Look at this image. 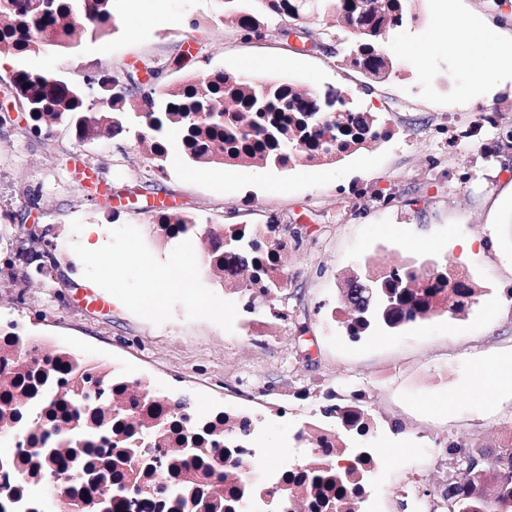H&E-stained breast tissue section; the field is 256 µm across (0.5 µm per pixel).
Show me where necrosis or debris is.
Wrapping results in <instances>:
<instances>
[{
  "mask_svg": "<svg viewBox=\"0 0 512 512\" xmlns=\"http://www.w3.org/2000/svg\"><path fill=\"white\" fill-rule=\"evenodd\" d=\"M235 232L248 242L240 259H209L211 270L226 288L248 291L244 311L249 335L265 342L273 335V318L262 315L257 301L267 300L265 279L287 283L283 257L288 231L283 224H238ZM40 356L57 369L28 379L23 361ZM97 380V389L111 399V413L75 416L60 408V393L76 380ZM0 398L10 400L0 411V512H48L45 494L50 484L68 490L72 512H86L89 498L110 504L112 512H185L175 495L185 484V467L213 449L224 452V506L220 512H263L275 495L288 502V512H327L318 494V470L344 459L336 422L315 418L297 431L298 441L312 450L311 461L284 460L265 464L256 446L259 417L243 406H224L208 413H185L170 396L152 392L149 384L132 379L119 367L104 368L96 359L65 346H50L48 338L28 334L23 322L0 321ZM113 465L109 481L94 485L83 471L103 462ZM140 485L165 481L168 495L133 494L126 474Z\"/></svg>",
  "mask_w": 512,
  "mask_h": 512,
  "instance_id": "4bbe7bcc",
  "label": "necrosis or debris"
}]
</instances>
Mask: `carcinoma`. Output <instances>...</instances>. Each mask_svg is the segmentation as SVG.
Returning a JSON list of instances; mask_svg holds the SVG:
<instances>
[{
  "instance_id": "carcinoma-1",
  "label": "carcinoma",
  "mask_w": 512,
  "mask_h": 512,
  "mask_svg": "<svg viewBox=\"0 0 512 512\" xmlns=\"http://www.w3.org/2000/svg\"><path fill=\"white\" fill-rule=\"evenodd\" d=\"M222 14L232 16L246 13L255 17L252 22L239 25L259 37L265 25L266 0H220ZM346 25L353 30L357 40L348 57L364 60L371 67V74H386L393 68L390 59L382 53V45L390 34L402 28L407 21L404 0H383L373 9H366L365 0H338ZM0 11L12 14L18 22L22 37L14 43L16 54H37L67 48L77 30L92 36L106 34L116 26L113 0H6ZM38 81L41 89L32 93L37 99V110L32 117L31 130L42 133L40 119L49 117V126L61 124L79 126L86 119L112 121L110 128L118 131L128 120L142 127L148 126L149 135L157 141L155 165L164 167L168 156V137L176 135L180 145L188 147L185 157L200 166L224 163V159L209 153L210 143L224 137L253 136L267 139L278 137V131L263 117L265 112H286L288 101L278 86L271 83L258 85L243 82L240 78L222 71L207 74L196 85L208 88L203 97L194 96L195 85L180 84V89H169L158 94L153 89L139 92L133 97V76L118 75L113 83L119 93L112 101L102 105L98 112L85 111L87 94L76 86L47 88L51 78L36 72L18 71L13 82L23 93L25 85ZM386 120L376 114L358 113L357 128L341 127L330 114L318 116L312 125L320 124L336 134L339 142L353 141L369 125L384 124ZM280 148L267 154L266 164L278 166L285 154L310 153L319 147L317 133L311 131L300 140L279 137ZM481 289L466 274L450 273L448 265L436 262L427 265H401L376 275L369 270L359 271L342 292L341 303L349 316L342 327L349 336L359 339L370 332H395L400 328L430 319L439 299L448 302L446 313L451 317L466 314L477 300ZM85 393L73 389L64 394L62 406L80 416L84 413ZM364 394L354 391L344 403L330 406V410L343 416L344 429L361 434L368 413L362 408ZM489 450L475 439L468 445L450 440L444 446L448 458L446 483L437 490L433 510L441 509L445 498L455 499V512H512V442L496 449L495 464H483ZM328 495L324 505L333 508L347 488L345 477L338 473L321 475Z\"/></svg>"
}]
</instances>
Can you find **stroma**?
<instances>
[{
    "label": "stroma",
    "instance_id": "stroma-1",
    "mask_svg": "<svg viewBox=\"0 0 512 512\" xmlns=\"http://www.w3.org/2000/svg\"><path fill=\"white\" fill-rule=\"evenodd\" d=\"M154 3L116 0V30L97 39L78 32L70 49L13 55L0 68V112L10 114L0 124V238L16 248L37 226L56 259L51 279L0 285V312L18 314L32 335L120 360L131 375L196 399L202 411L242 403L266 413L283 392L306 389L310 398L296 403L301 422L324 412L320 390L361 391L374 425L349 443L380 449L377 512H402L408 492L438 488L446 441L478 436L495 448L512 437V397L491 382L492 374L512 371V81L472 95L444 44L433 45L424 67L406 56L410 43L428 40L436 0H409L418 20L387 39L383 52L394 73L385 79L337 68L353 37L330 0H313L292 48L276 30L243 39L236 25L216 20V0H167L163 15ZM452 9L460 19L498 21L504 39L512 38V0H453ZM192 15L204 24L188 27ZM17 70L76 84L97 70L129 71L159 93L214 70L246 71L257 82H294L324 112L346 97L407 135L315 168L243 167L236 184L225 182L223 165L196 166L174 145L159 177L131 127L86 144L69 126L49 138L25 133L27 116L5 87ZM486 109L502 114L496 135L440 147L433 130L444 118L467 120ZM74 155L104 178L94 195L79 188ZM246 192L248 208L239 204ZM131 202L201 213L217 225L284 224L290 277L270 300L287 316L284 336L251 345L241 297L207 275L195 243H157L152 224L127 214ZM87 224L104 230L118 263L84 260ZM460 239L475 242L468 256L455 246ZM180 260L192 267L191 287L172 276L158 306L146 307L147 268ZM433 261L478 284L481 295L465 316L442 313L358 340L339 326L341 282L354 271ZM89 294L104 307L86 304ZM295 422L261 429L258 444L270 465L294 453Z\"/></svg>",
    "mask_w": 512,
    "mask_h": 512
}]
</instances>
